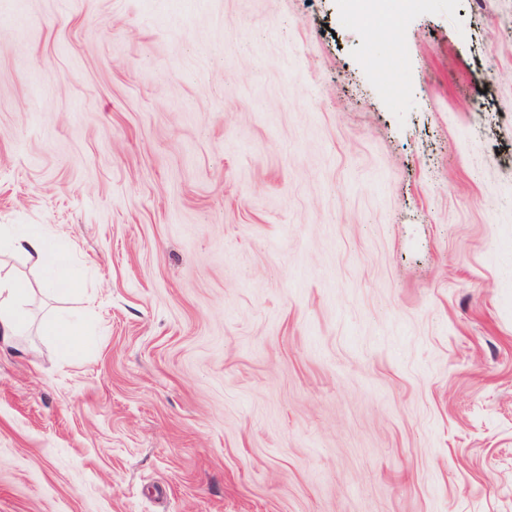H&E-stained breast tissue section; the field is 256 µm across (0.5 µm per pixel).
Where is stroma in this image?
<instances>
[{
    "label": "stroma",
    "instance_id": "1",
    "mask_svg": "<svg viewBox=\"0 0 512 512\" xmlns=\"http://www.w3.org/2000/svg\"><path fill=\"white\" fill-rule=\"evenodd\" d=\"M1 224L0 512H512V0H0ZM7 234L13 251L25 255L35 266H46L60 261L50 240L37 232H13L8 224L0 226V238ZM26 288L9 276L0 277V348L14 346L27 325Z\"/></svg>",
    "mask_w": 512,
    "mask_h": 512
}]
</instances>
